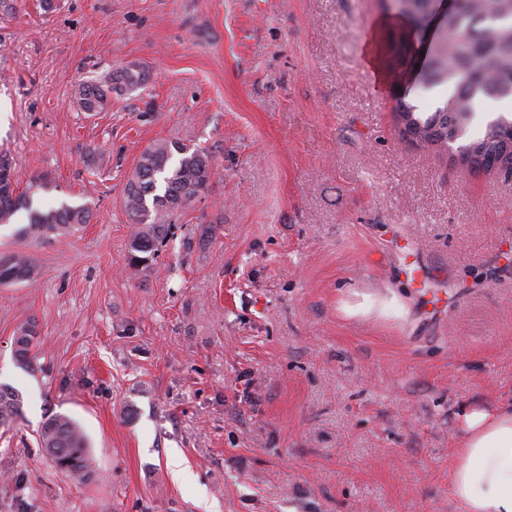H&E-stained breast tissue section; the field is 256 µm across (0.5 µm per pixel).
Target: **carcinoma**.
Instances as JSON below:
<instances>
[{"instance_id":"carcinoma-1","label":"carcinoma","mask_w":512,"mask_h":512,"mask_svg":"<svg viewBox=\"0 0 512 512\" xmlns=\"http://www.w3.org/2000/svg\"><path fill=\"white\" fill-rule=\"evenodd\" d=\"M381 8L399 21L393 32L398 52L419 29L427 13V0H381ZM420 75L431 87L448 84V97L426 116L406 98H399L398 123L406 130L416 126L421 145L446 148L449 138L467 127L477 102L512 94V0H464L463 8L448 17L435 50L423 61ZM147 79V72L137 66L122 67L103 82L78 85L75 98L83 111L101 112L111 103L112 91L138 88ZM505 143L512 144V119L504 117L489 122L472 141V145L489 150ZM211 173V157L200 149L166 140L144 149L125 188L126 209L133 224L128 244L131 265H145L154 257L168 236L174 214L207 189ZM16 190L10 165L0 158V224L11 223L27 206L26 198ZM88 218V208L63 204L31 213L18 234L43 240L74 230ZM38 276V267L25 253L0 257L1 285L31 283ZM38 335L37 324L30 322L14 338L13 355L19 365H27ZM21 407V394L0 384V422L19 414ZM40 443L62 474L80 480L90 474L85 432L75 419L61 413L47 419Z\"/></svg>"}]
</instances>
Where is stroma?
<instances>
[{
  "instance_id": "obj_1",
  "label": "stroma",
  "mask_w": 512,
  "mask_h": 512,
  "mask_svg": "<svg viewBox=\"0 0 512 512\" xmlns=\"http://www.w3.org/2000/svg\"><path fill=\"white\" fill-rule=\"evenodd\" d=\"M0 155L43 207L88 203L46 240L0 224L34 284L0 285V512H462L464 409L512 401V178L405 140L378 0H9ZM149 80L88 116L77 86ZM207 152V190L149 266L127 261L142 151ZM45 174L48 186L32 187ZM28 365L13 357L27 322ZM64 413L94 475L39 444ZM179 452L193 480L167 466ZM22 396L14 388L0 384V422L20 413Z\"/></svg>"
}]
</instances>
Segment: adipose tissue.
Segmentation results:
<instances>
[{
	"instance_id": "adipose-tissue-1",
	"label": "adipose tissue",
	"mask_w": 512,
	"mask_h": 512,
	"mask_svg": "<svg viewBox=\"0 0 512 512\" xmlns=\"http://www.w3.org/2000/svg\"><path fill=\"white\" fill-rule=\"evenodd\" d=\"M461 427L452 496L464 512H512V403L472 407L463 412Z\"/></svg>"
}]
</instances>
